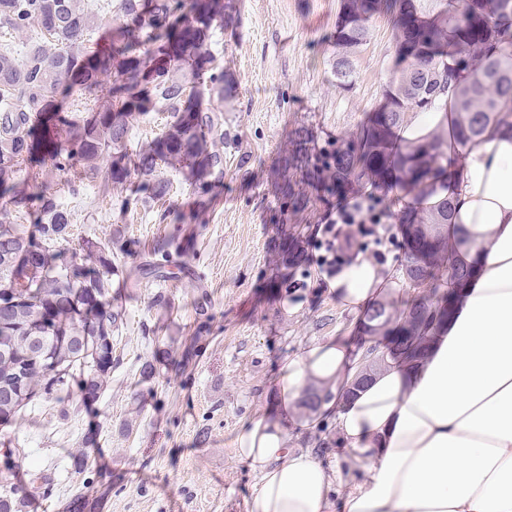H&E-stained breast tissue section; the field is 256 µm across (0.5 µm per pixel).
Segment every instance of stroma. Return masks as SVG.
I'll return each instance as SVG.
<instances>
[{"mask_svg": "<svg viewBox=\"0 0 512 512\" xmlns=\"http://www.w3.org/2000/svg\"><path fill=\"white\" fill-rule=\"evenodd\" d=\"M342 0H233L234 19L215 28L208 49L224 65V180L201 187L186 171L159 173L169 192L126 209L133 184L70 182L46 169L34 188L71 214L66 248L86 239L108 245L117 265L112 301L126 320L112 333L118 363L100 399L47 405L0 426L6 449L24 445L18 481L41 475L48 492L25 512H245L255 477L235 439L265 410L285 360L325 337L350 335L354 315L311 282L309 236L328 212L316 203L294 216L303 259L278 268L274 170L291 132H311L317 148L342 145L378 106L398 75L395 32L370 23L352 86L337 85L333 36ZM200 213L198 223L160 221L163 211ZM178 233L183 251L163 263L153 248ZM85 448L87 470L69 453Z\"/></svg>", "mask_w": 512, "mask_h": 512, "instance_id": "obj_1", "label": "stroma"}]
</instances>
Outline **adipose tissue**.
Masks as SVG:
<instances>
[{
  "label": "adipose tissue",
  "instance_id": "ef3b65f1",
  "mask_svg": "<svg viewBox=\"0 0 512 512\" xmlns=\"http://www.w3.org/2000/svg\"><path fill=\"white\" fill-rule=\"evenodd\" d=\"M453 94L397 130L402 142L443 139L448 174L422 196L448 201L455 262L471 275L454 315L421 361H388L364 385L352 340L328 338L281 369L269 416L235 440L256 478L246 512H512V124L455 138ZM401 284L395 267L360 256L330 284L340 305L368 312ZM336 430L329 461L290 444L311 386Z\"/></svg>",
  "mask_w": 512,
  "mask_h": 512
}]
</instances>
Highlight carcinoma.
<instances>
[{
    "label": "carcinoma",
    "mask_w": 512,
    "mask_h": 512,
    "mask_svg": "<svg viewBox=\"0 0 512 512\" xmlns=\"http://www.w3.org/2000/svg\"><path fill=\"white\" fill-rule=\"evenodd\" d=\"M378 14L396 30L399 78L343 148L320 150L307 128L293 130L277 160L275 193L283 216L277 235L294 244L283 262L300 253L289 217L316 199L367 187L423 193L448 172L440 135L408 147L397 141L405 113L424 111L451 85L459 141L512 116V0H441L433 11L419 0H342L333 62L339 84L353 82L367 24ZM230 21L224 0H121V15L113 22L99 0H0V35L25 39L20 55L8 46L0 51V212L29 222L27 229L0 225V395L9 385L26 396L16 411L1 400L0 415L62 404L75 392L85 405L98 400L112 371V344L73 365L76 350H61L57 337L74 343L87 335L110 337L125 317L112 307V250L87 239L81 254L67 253L61 244L69 236V213L55 197L29 190L18 174L25 167L35 180L49 165L75 180L99 178L106 187L123 185L134 174L142 192L163 197L168 184L155 173L177 162L221 182L224 66L207 43L216 27ZM106 27L104 42L87 46ZM204 89L216 101L207 108L201 103ZM74 94L93 103L82 118L53 108L55 96ZM157 105L171 112L167 130L129 154L130 126ZM450 214L446 200L429 213L402 207L396 214L399 223L417 226L426 245L438 247L422 266L409 248L403 264L409 287L427 285L429 295L414 296L393 326L384 320L386 303L366 315L380 324L376 335L395 337L381 362L422 358L441 328L434 311L452 315L451 291L464 286L470 273L451 263L462 242L441 234ZM33 336L43 337L71 373L54 374L46 362L30 358ZM38 480L34 474L21 484L14 474L0 472V512H24L29 495L43 489Z\"/></svg>",
    "instance_id": "1"
}]
</instances>
